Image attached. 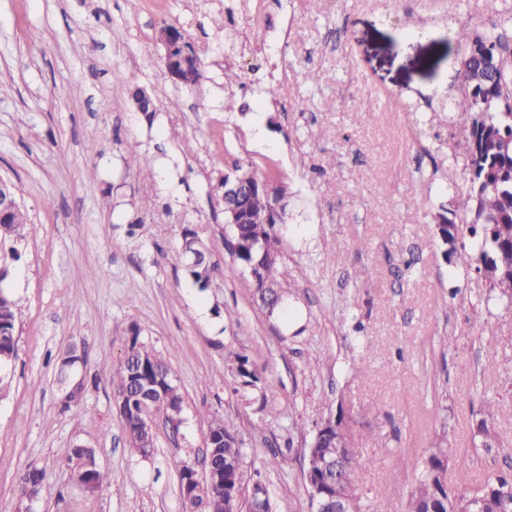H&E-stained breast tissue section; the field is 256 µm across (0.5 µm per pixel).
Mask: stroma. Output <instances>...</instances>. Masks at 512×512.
Segmentation results:
<instances>
[{"instance_id": "1", "label": "stroma", "mask_w": 512, "mask_h": 512, "mask_svg": "<svg viewBox=\"0 0 512 512\" xmlns=\"http://www.w3.org/2000/svg\"><path fill=\"white\" fill-rule=\"evenodd\" d=\"M507 9L512 0H0V176L29 217L8 283L20 314L0 371V512H17L31 466L45 472L36 512H184L180 473L202 468L215 416L235 420L243 486L261 481L274 512H313L305 450L341 408L359 417L367 512H406L442 440L468 458L448 471L455 489L512 473V303L445 260L434 220L469 185L451 157L464 123L451 105L454 33L489 30ZM166 25L196 49L200 85L166 75ZM117 70L148 90L152 115L113 92ZM238 164L284 188L298 328L256 304L226 245L214 188ZM187 228L218 267L215 287L187 274ZM134 329L184 397L179 429L156 416L145 459L94 378ZM72 347L85 354L71 374L85 382L77 413L61 409L55 368ZM240 355L258 382L237 374ZM488 399L489 450L473 438ZM78 443L111 476L97 493L67 467Z\"/></svg>"}]
</instances>
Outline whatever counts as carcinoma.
<instances>
[{
	"label": "carcinoma",
	"instance_id": "1",
	"mask_svg": "<svg viewBox=\"0 0 512 512\" xmlns=\"http://www.w3.org/2000/svg\"><path fill=\"white\" fill-rule=\"evenodd\" d=\"M460 61L459 95L453 99L455 109L467 119L462 140L457 143L467 161L469 191L458 203L467 221L471 239L469 252L457 253L456 237L463 228L444 213L435 215L436 227L447 259L474 270L499 297L512 301V42L492 30L477 32L467 25L455 32ZM283 198L282 189L270 178L258 180L255 188L243 189L241 199L229 200L249 214L250 222L232 230L238 246L232 255L246 269H254L255 294L262 307L275 308L283 301L294 282L282 262V236L279 221L272 215L274 202ZM28 218L16 207L0 219V245L12 244L9 260L0 264V281L7 280L10 263L20 259L13 244L26 238ZM200 289L213 285L217 268L210 265L202 271L188 269ZM19 308L13 295L0 287V368L8 366L15 356L16 323ZM129 353L118 363L104 367L95 375L112 386L116 399H125L126 413L121 417L131 452L142 457L152 449L141 448L145 440L144 422L158 413L171 421L180 420L183 397L173 383L171 369L153 349L139 341L132 331ZM494 412L488 405L475 424V436L485 448L495 441L492 421ZM352 416L339 411L318 428V447L307 450V470L316 473L322 490L331 503L350 505L352 512H365L366 505L354 485V475L361 458L353 446ZM209 433L219 447L212 449L224 461L218 479L203 484L180 475L183 501L194 512H273L270 497L254 503L242 498L243 449L240 448L234 423L213 417ZM95 449L77 444L69 460L85 458L90 467L81 475L88 492L94 493L110 482L109 473L95 465ZM467 457L451 454L439 443L425 458L420 478L411 494L407 512H512V475L497 476L469 492H457L446 486L443 473L450 467L464 468ZM44 472L27 470L20 479L19 494L38 495Z\"/></svg>",
	"mask_w": 512,
	"mask_h": 512
}]
</instances>
